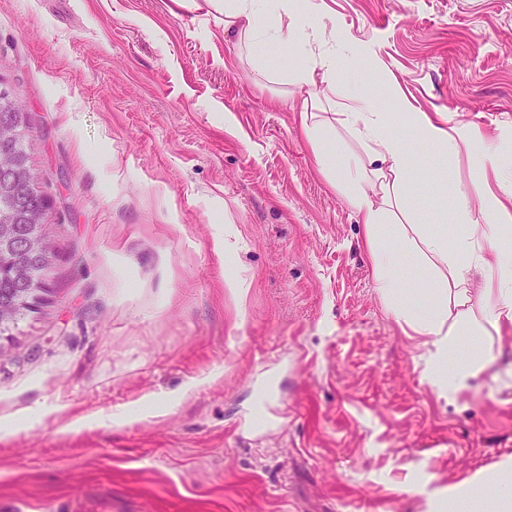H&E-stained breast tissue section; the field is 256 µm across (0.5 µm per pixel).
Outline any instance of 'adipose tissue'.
I'll return each instance as SVG.
<instances>
[{"mask_svg": "<svg viewBox=\"0 0 512 512\" xmlns=\"http://www.w3.org/2000/svg\"><path fill=\"white\" fill-rule=\"evenodd\" d=\"M277 2L276 10L262 12L256 0H224V30L250 47L257 67L265 66L270 46L306 45V52L293 56L288 77L305 94L299 121L315 160L331 172L336 148L355 143L347 157V178L335 187L364 227L378 291L401 329L432 345L431 386L442 393L467 389L496 361L483 337L512 325V251L506 247L512 240V179L503 173L500 147L478 131L449 130L425 112L411 113L409 123H401L372 96L345 104L337 123H315L313 107L336 93L341 76L336 31L326 25L316 0H306L301 10L294 0ZM411 128L432 148L476 157L480 171L493 181L480 212L458 203L462 231L456 238H448L437 225L411 221L414 208L406 186L412 162L406 133ZM401 252L427 272L429 309H419L402 286ZM476 268L485 274L480 288L470 280ZM451 351L457 355L452 365L447 362ZM434 512H512V460L450 487L447 497L435 502Z\"/></svg>", "mask_w": 512, "mask_h": 512, "instance_id": "adipose-tissue-1", "label": "adipose tissue"}]
</instances>
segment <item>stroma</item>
<instances>
[{
  "instance_id": "1",
  "label": "stroma",
  "mask_w": 512,
  "mask_h": 512,
  "mask_svg": "<svg viewBox=\"0 0 512 512\" xmlns=\"http://www.w3.org/2000/svg\"><path fill=\"white\" fill-rule=\"evenodd\" d=\"M342 94L512 141V0H324ZM213 0H0V79L51 201L41 299L0 335V512H432L512 458V326L441 394L364 229ZM414 207L480 209L408 132Z\"/></svg>"
}]
</instances>
